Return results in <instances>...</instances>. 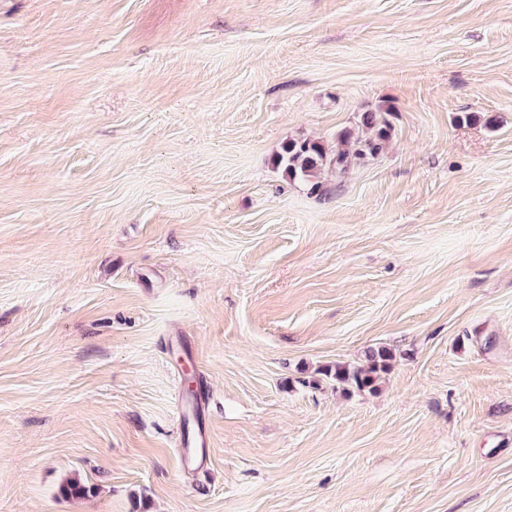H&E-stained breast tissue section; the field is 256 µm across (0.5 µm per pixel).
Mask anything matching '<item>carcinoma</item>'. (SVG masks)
<instances>
[{"mask_svg":"<svg viewBox=\"0 0 512 512\" xmlns=\"http://www.w3.org/2000/svg\"><path fill=\"white\" fill-rule=\"evenodd\" d=\"M362 125L366 133L353 137L351 131L338 134L336 149L329 150L318 140L303 138L288 141L276 153L275 165L288 179L302 181L310 193L324 192V177L336 174L341 177L353 164H361L378 156L384 142L389 139L391 126L383 112H365ZM393 353L385 348H371L361 365L337 363L317 370V374L336 383L343 389L373 393L381 379L392 368Z\"/></svg>","mask_w":512,"mask_h":512,"instance_id":"obj_1","label":"carcinoma"}]
</instances>
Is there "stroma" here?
Listing matches in <instances>:
<instances>
[{"label":"stroma","mask_w":512,"mask_h":512,"mask_svg":"<svg viewBox=\"0 0 512 512\" xmlns=\"http://www.w3.org/2000/svg\"><path fill=\"white\" fill-rule=\"evenodd\" d=\"M0 512H512V0H0ZM383 112L388 114L390 111L364 112L361 119L366 129L365 135L353 138L351 131H341L336 150H329L320 141L310 138L288 141L276 153V167L289 180L302 181L309 187L310 193L321 195L327 174L334 173L339 178L351 165L361 164L381 153L391 132ZM393 353L386 347L371 348L361 365L336 363L317 370L324 378L336 383V387L352 389L359 392L373 393L379 383L392 368ZM197 392L194 406L195 422L190 426H185V405L182 406V411L179 413V419L183 422V431L178 446L182 448L180 460L183 467H199L204 462L206 448H209L210 444L203 419L204 412L209 405L208 393L203 388L197 389Z\"/></svg>","instance_id":"1"}]
</instances>
